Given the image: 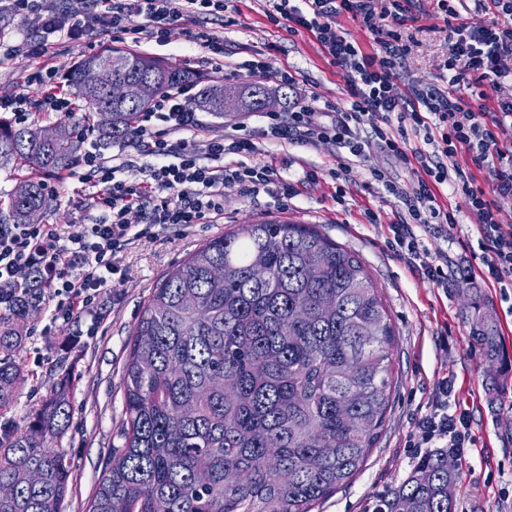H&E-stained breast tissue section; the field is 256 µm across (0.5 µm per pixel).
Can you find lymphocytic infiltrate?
<instances>
[{"label":"lymphocytic infiltrate","mask_w":512,"mask_h":512,"mask_svg":"<svg viewBox=\"0 0 512 512\" xmlns=\"http://www.w3.org/2000/svg\"><path fill=\"white\" fill-rule=\"evenodd\" d=\"M46 0H8L16 15H40L43 38L31 42L29 52L40 57L48 40H92L105 28L113 41L130 46L144 40L163 42L169 25L185 19L221 14L230 0H83L82 10L70 21H61L45 6ZM267 18L284 24L290 33L314 35L322 53L348 71L350 109L315 110L303 101L287 113H267V123L257 134L228 135L197 144L193 134L199 120L189 100L190 88L158 97L143 114L131 141L136 156L111 164L96 152L81 155L77 168L92 193L70 198V205L95 211L78 231L61 235L54 224H4L0 226V300L9 301L26 274L36 276L38 300L53 307V320H79L90 315L103 292L110 288L120 269L116 254L129 241L155 236L157 230L187 224H209L224 212V188L234 184L249 197L269 192L278 179L272 164L259 160V141L297 139L313 146L334 143L361 156L365 145L377 143L404 165L412 166L409 186L374 171L388 193L401 199L405 210L391 224V247L418 274L438 287L448 285V254L436 252L425 261L419 231L441 230L454 215L439 201L441 185L450 186L478 218L480 276L500 290L512 288V224L500 223L491 195L512 197V96L498 102L488 113L477 103L485 89L512 79V0H476L481 11L491 13L489 22L472 26L461 22L454 0H438L448 25L449 73L447 88L435 85L414 91L412 97L398 92L394 78L406 60L410 46L401 28L410 0H268ZM359 21L373 37L374 53H366L348 38L341 17ZM189 40L205 52L216 72L235 77H257L264 69L262 58L235 65L224 60V40L204 29L188 30ZM27 85L42 90L34 101L0 99V108L12 109L25 119L28 109L50 107L72 112L73 104L60 86L55 68L40 66L23 77ZM424 136L425 148L412 146L410 136ZM465 154L479 169L492 176L491 190L477 185L472 173L449 166L448 157ZM142 173L139 181L122 179L123 171ZM142 213L143 221L131 223L130 214ZM464 416L448 411V387L440 385L434 407L418 423L413 439L417 448L442 442L463 448L472 441Z\"/></svg>","instance_id":"obj_1"}]
</instances>
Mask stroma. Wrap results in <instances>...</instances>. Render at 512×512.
I'll list each match as a JSON object with an SVG mask.
<instances>
[{
	"instance_id": "stroma-1",
	"label": "stroma",
	"mask_w": 512,
	"mask_h": 512,
	"mask_svg": "<svg viewBox=\"0 0 512 512\" xmlns=\"http://www.w3.org/2000/svg\"><path fill=\"white\" fill-rule=\"evenodd\" d=\"M267 7L266 0H240L230 25L224 17H207L206 28L224 38L228 62L265 54L267 66L259 83L279 87L281 70L293 67L300 73L297 97L319 110L327 104L350 108L345 72L327 61L310 33L291 36L271 24L265 16ZM412 15L402 28L411 38V51L400 71L401 86L440 84L441 65L448 54L443 17L435 0H419ZM189 27L186 21L171 26L166 45L146 41L140 53L196 69L206 83H224L222 74L199 65L203 51L187 40ZM40 36L37 16L25 18L0 11V39L15 47L13 55H0V98L37 97V90L22 80L27 70L47 65L64 74L82 56L113 48L111 36L104 35L92 45L52 41L45 56H30L26 45ZM199 119L196 141L200 144L236 130L243 134L255 131L265 122L260 112H239L221 119L203 112ZM261 149L262 160L272 162L282 182L292 186L291 197L283 202L263 194L253 200L228 187L224 190V214L213 223L164 229L155 237L133 241L116 255L123 279L108 289L92 314L97 335H86L89 321L52 323L51 307L41 306L17 356L24 379L17 386L12 409L0 414V425L25 429L52 385L60 378L68 379L72 416L54 443L72 465L71 490L61 512H86L109 455L122 445V375L131 334L155 286L194 249L238 225L261 220L315 224L362 258L391 314L396 389L385 429L362 470L314 512H377L384 497L406 479L423 456V449L410 447L409 441L443 383L450 389L449 404L468 409L473 437L459 458L462 480L456 512H512V375L497 400H489L487 366L470 338L465 318L471 299H480L496 318L504 349L512 357V304L502 300L499 289L463 275L478 245L475 216L451 188L442 187L441 201L453 210L456 223L449 226L444 238L424 231L419 234L423 248L432 252L447 248L452 259L448 285L440 288L412 273L388 242L389 226L401 204L373 179L372 172L385 168L406 183L413 178L410 169L390 161L373 145L360 157L331 143L311 147L290 139L262 143ZM340 164L347 167L348 179L342 184L345 195L338 200L334 194L340 184L332 179L330 170ZM308 171L315 174L309 181L304 178ZM53 182L60 195L54 198L44 223L65 230L86 222V212L67 203L73 191L82 190V183L66 174L54 177ZM48 324L53 330L46 336L42 330ZM75 335L80 336V343L69 346V338Z\"/></svg>"
}]
</instances>
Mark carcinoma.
I'll return each instance as SVG.
<instances>
[{"instance_id":"obj_1","label":"carcinoma","mask_w":512,"mask_h":512,"mask_svg":"<svg viewBox=\"0 0 512 512\" xmlns=\"http://www.w3.org/2000/svg\"><path fill=\"white\" fill-rule=\"evenodd\" d=\"M91 65L115 83L150 79L144 100H119L83 83ZM68 81L82 115L39 128L0 120V167L17 161L57 174L89 132L128 138L152 101L201 77L136 52L86 55ZM260 83L205 86L196 106L216 118L261 112ZM109 110L110 122L99 119ZM1 224H25L51 206L39 178L17 182ZM28 283L0 312V413L23 375ZM471 339L498 369L487 374L494 403L509 372L496 319L476 301ZM394 329L363 261L312 224L263 221L210 240L156 288L133 332L123 372L122 446L112 449L88 512H313L361 469L391 407ZM235 378L232 393L224 378ZM61 379L23 431L0 436V512H60L71 464L52 449L70 422ZM461 472L448 450L423 455L377 512H456Z\"/></svg>"}]
</instances>
